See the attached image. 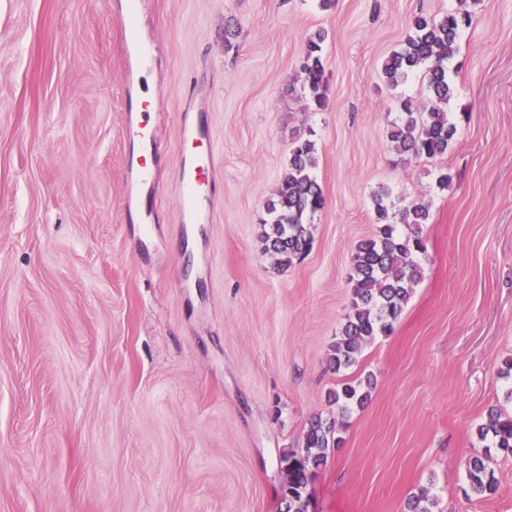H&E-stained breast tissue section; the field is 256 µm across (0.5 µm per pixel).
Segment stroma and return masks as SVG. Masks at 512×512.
I'll list each match as a JSON object with an SVG mask.
<instances>
[{
  "mask_svg": "<svg viewBox=\"0 0 512 512\" xmlns=\"http://www.w3.org/2000/svg\"><path fill=\"white\" fill-rule=\"evenodd\" d=\"M468 10L441 163L397 160L381 76L411 19ZM326 33L328 103L300 60ZM152 51L130 77L126 34ZM146 97L155 180L127 202ZM214 134L209 224L176 202L184 115ZM326 198L290 268L261 220L300 139ZM450 171L447 189L438 168ZM428 203L423 277L354 366L326 359L373 196ZM512 0H0V512H279V456L328 393L372 377L310 483L316 512H512V455L474 493L490 410H512ZM489 455L486 453L483 456L471 457L466 465L467 477L470 487L477 494L493 495L497 491V481L494 472L489 469L487 461Z\"/></svg>",
  "mask_w": 512,
  "mask_h": 512,
  "instance_id": "obj_1",
  "label": "stroma"
}]
</instances>
